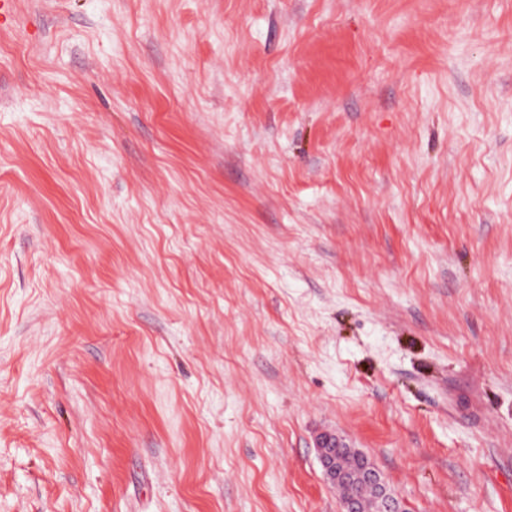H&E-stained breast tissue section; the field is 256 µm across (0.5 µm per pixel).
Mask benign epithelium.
Listing matches in <instances>:
<instances>
[{"label": "benign epithelium", "mask_w": 512, "mask_h": 512, "mask_svg": "<svg viewBox=\"0 0 512 512\" xmlns=\"http://www.w3.org/2000/svg\"><path fill=\"white\" fill-rule=\"evenodd\" d=\"M315 448L323 480L328 486L335 490L362 486L371 492L376 512H408L403 499L375 464L336 433L319 432L315 436Z\"/></svg>", "instance_id": "obj_1"}]
</instances>
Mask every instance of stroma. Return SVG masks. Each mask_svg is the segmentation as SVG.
Listing matches in <instances>:
<instances>
[{
    "instance_id": "stroma-1",
    "label": "stroma",
    "mask_w": 512,
    "mask_h": 512,
    "mask_svg": "<svg viewBox=\"0 0 512 512\" xmlns=\"http://www.w3.org/2000/svg\"><path fill=\"white\" fill-rule=\"evenodd\" d=\"M512 512V0L0 16V512ZM315 448L323 480L328 486L335 490L362 486L371 492L376 512H409L375 464L335 432H319L315 436Z\"/></svg>"
}]
</instances>
